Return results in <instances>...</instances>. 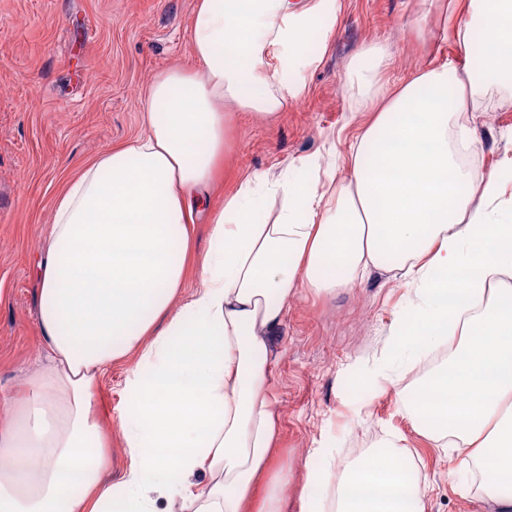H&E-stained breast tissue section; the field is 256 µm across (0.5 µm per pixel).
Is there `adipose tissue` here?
<instances>
[{
	"label": "adipose tissue",
	"instance_id": "ef3b65f1",
	"mask_svg": "<svg viewBox=\"0 0 512 512\" xmlns=\"http://www.w3.org/2000/svg\"><path fill=\"white\" fill-rule=\"evenodd\" d=\"M341 9L342 0H197L198 69L158 74L144 133L85 165L54 200L36 269L43 366L0 422V512H282L287 471L253 500L276 443L270 339L303 289L330 294L391 264L412 298L388 351L410 364L458 341L418 380L406 415L430 441L462 449V466L512 482V214L500 215L512 158L478 180L458 159L477 148V78L512 72V0H468L470 22L451 31L455 56L382 98L371 90L386 50L351 61L372 119L351 144L349 179L318 159L292 160L210 206L225 106L283 111L313 63L299 43L313 30L330 37ZM199 213L209 239L195 254ZM119 361L128 463L110 481L112 438L94 398ZM320 454L297 512H426L395 441L340 470L335 449Z\"/></svg>",
	"mask_w": 512,
	"mask_h": 512
}]
</instances>
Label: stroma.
I'll list each match as a JSON object with an SVG mask.
<instances>
[{"label":"stroma","instance_id":"35a3bbf8","mask_svg":"<svg viewBox=\"0 0 512 512\" xmlns=\"http://www.w3.org/2000/svg\"><path fill=\"white\" fill-rule=\"evenodd\" d=\"M195 0H0V420L14 412L38 369V283L35 264L52 224V203L66 181L103 151L142 133L141 110L161 71L195 67L188 31ZM419 0H343L328 47L307 68L304 95L275 118L227 107L224 166L210 198L223 207L243 175L317 157L347 177L349 145L362 113L351 112L358 86L351 59L379 45L391 62L389 88L452 56L442 39L443 15L427 19L430 37L414 26ZM478 147L474 178L512 157V76L473 97ZM400 278L373 271L335 295L304 293L289 303L272 340L270 388L277 413L275 465L290 476L281 494L295 503L319 451L337 449V466L353 442L393 438L411 456L426 512H481L474 473L458 468L456 449L417 433L398 393L418 366H397L391 378L364 380L365 366L384 364L386 338L406 306ZM124 365H113L96 400L112 429V469L127 463L119 427Z\"/></svg>","mask_w":512,"mask_h":512}]
</instances>
